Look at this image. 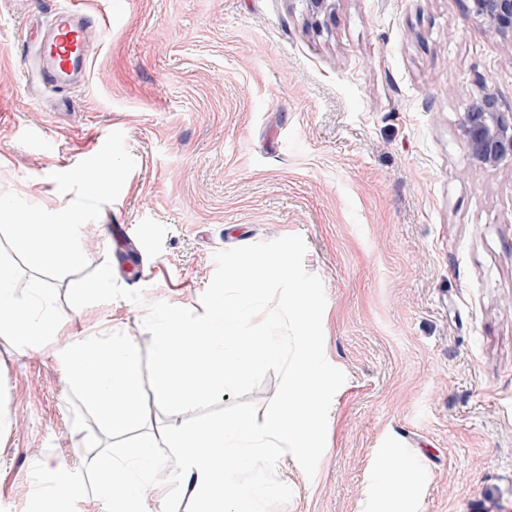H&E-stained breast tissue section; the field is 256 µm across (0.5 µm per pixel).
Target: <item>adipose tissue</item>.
Here are the masks:
<instances>
[{
  "label": "adipose tissue",
  "mask_w": 512,
  "mask_h": 512,
  "mask_svg": "<svg viewBox=\"0 0 512 512\" xmlns=\"http://www.w3.org/2000/svg\"><path fill=\"white\" fill-rule=\"evenodd\" d=\"M76 212L64 207L53 224L31 231L21 225L18 245L37 266L75 267L86 252L76 240ZM50 314L49 293L40 281H32L26 297H19L14 276L0 267V341L23 349L59 335ZM62 378L66 388L91 414L99 431L123 436L143 423L140 409V357L136 346L109 330L77 337L63 351ZM154 437L148 436L119 458L104 453L98 472H117V482H97L95 497L101 512H149V503L161 504L171 497L169 487L155 485ZM85 486L67 480L61 464L44 460L37 468L34 512H78Z\"/></svg>",
  "instance_id": "ef3b65f1"
}]
</instances>
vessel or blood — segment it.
I'll use <instances>...</instances> for the list:
<instances>
[{
  "instance_id": "1",
  "label": "vessel or blood",
  "mask_w": 512,
  "mask_h": 512,
  "mask_svg": "<svg viewBox=\"0 0 512 512\" xmlns=\"http://www.w3.org/2000/svg\"><path fill=\"white\" fill-rule=\"evenodd\" d=\"M99 32L94 20L76 0L54 12L31 56L29 77L42 90L66 92L86 77L91 60V43Z\"/></svg>"
}]
</instances>
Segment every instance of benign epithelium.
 <instances>
[{"mask_svg":"<svg viewBox=\"0 0 512 512\" xmlns=\"http://www.w3.org/2000/svg\"><path fill=\"white\" fill-rule=\"evenodd\" d=\"M310 14L329 16L336 0H300ZM470 13L493 36L512 44V0H469ZM472 159L495 167L512 159V111L502 110L496 95L484 90L474 96L460 127Z\"/></svg>","mask_w":512,"mask_h":512,"instance_id":"7a95c632","label":"benign epithelium"}]
</instances>
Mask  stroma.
<instances>
[{"label": "stroma", "instance_id": "stroma-1", "mask_svg": "<svg viewBox=\"0 0 512 512\" xmlns=\"http://www.w3.org/2000/svg\"><path fill=\"white\" fill-rule=\"evenodd\" d=\"M78 2L104 39L58 94L21 76L51 0H0V265L19 295L44 282L61 329L0 342V512H30L40 460L90 484L99 446L139 439L90 447L56 349L99 323L146 353L145 310L80 317L73 280L107 262L119 286L200 315L217 251L292 234L346 381L314 479L279 465L293 496L274 512H362L381 470L413 512H512V162L479 167L459 136L481 90L512 109V45L467 0H337L321 22L301 0ZM95 167L128 193L88 196L71 175ZM70 202L88 262L32 266L18 225Z\"/></svg>", "mask_w": 512, "mask_h": 512}]
</instances>
